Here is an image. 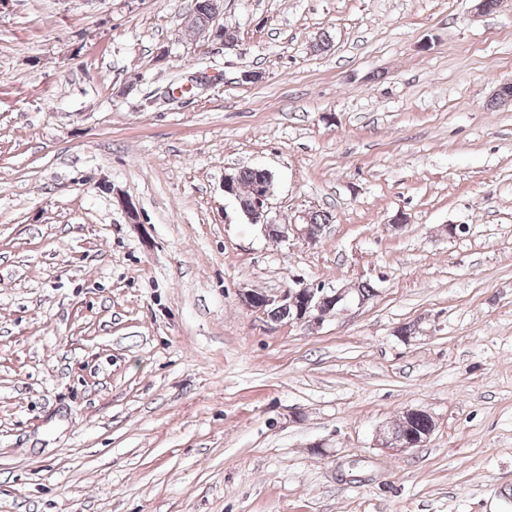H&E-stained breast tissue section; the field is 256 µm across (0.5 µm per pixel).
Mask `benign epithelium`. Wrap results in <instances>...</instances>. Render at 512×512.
I'll return each mask as SVG.
<instances>
[{"instance_id": "7a95c632", "label": "benign epithelium", "mask_w": 512, "mask_h": 512, "mask_svg": "<svg viewBox=\"0 0 512 512\" xmlns=\"http://www.w3.org/2000/svg\"><path fill=\"white\" fill-rule=\"evenodd\" d=\"M274 194V185L264 184L257 188L249 205H239L243 215L249 223L261 226L263 232L272 237H286L285 230L292 231L297 238L310 244L317 241L321 226L310 223V210L305 209L298 213L292 224L284 226L278 224L269 217L271 203ZM243 306L250 311L263 312L270 306L280 305L294 309L292 320L298 323H315L322 318L331 315L335 310L342 309L347 303L355 301L360 305L366 303V299L360 294L359 289L352 290L335 288H311L296 280L277 295H269L259 291H246L240 295ZM423 417L429 421V429L424 433L412 431L397 434L391 429H382L378 433V445L391 451H404L421 446L434 430L432 415L423 409H411L403 414V418L411 421Z\"/></svg>"}]
</instances>
